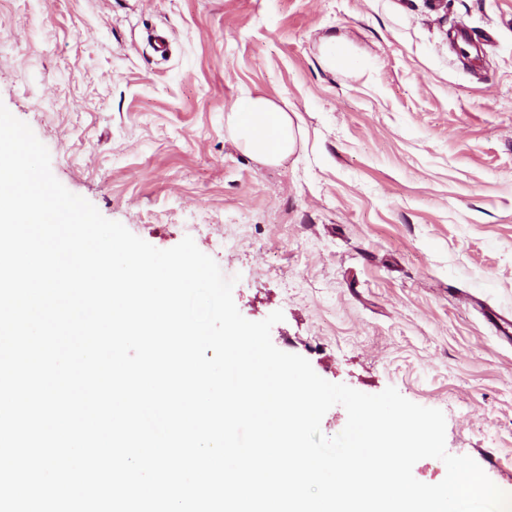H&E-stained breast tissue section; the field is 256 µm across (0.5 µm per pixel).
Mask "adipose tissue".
I'll return each instance as SVG.
<instances>
[{
	"mask_svg": "<svg viewBox=\"0 0 512 512\" xmlns=\"http://www.w3.org/2000/svg\"><path fill=\"white\" fill-rule=\"evenodd\" d=\"M226 122L236 141L261 162L280 163L294 149L293 122L287 107L250 89L240 90Z\"/></svg>",
	"mask_w": 512,
	"mask_h": 512,
	"instance_id": "obj_1",
	"label": "adipose tissue"
}]
</instances>
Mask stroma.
Returning <instances> with one entry per match:
<instances>
[{
  "label": "stroma",
  "mask_w": 512,
  "mask_h": 512,
  "mask_svg": "<svg viewBox=\"0 0 512 512\" xmlns=\"http://www.w3.org/2000/svg\"><path fill=\"white\" fill-rule=\"evenodd\" d=\"M493 39L478 67L448 49ZM165 31L170 52L147 42ZM343 38L358 64L326 65ZM287 102L264 165L224 114ZM0 103L53 175L159 249L192 237L279 350L441 410L512 495V0H0ZM448 40L457 52L465 58H475L481 51V42L474 38L471 30L465 25L448 30Z\"/></svg>",
  "instance_id": "obj_1"
}]
</instances>
